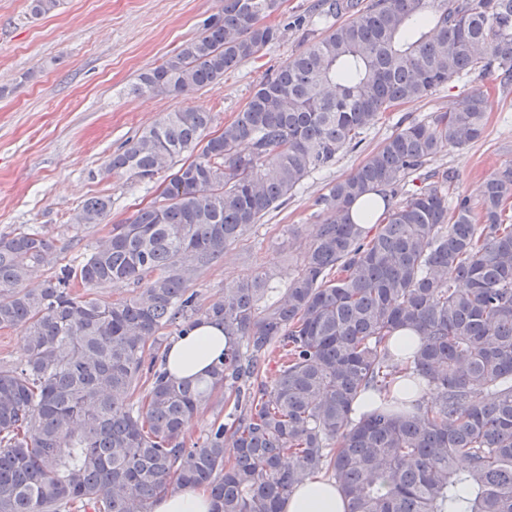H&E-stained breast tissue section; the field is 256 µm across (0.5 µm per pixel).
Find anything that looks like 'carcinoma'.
<instances>
[{
  "instance_id": "carcinoma-1",
  "label": "carcinoma",
  "mask_w": 512,
  "mask_h": 512,
  "mask_svg": "<svg viewBox=\"0 0 512 512\" xmlns=\"http://www.w3.org/2000/svg\"><path fill=\"white\" fill-rule=\"evenodd\" d=\"M282 0H224L201 33L138 77L136 95L185 96L224 80L282 32ZM323 31L260 81L216 135L210 113L167 112L112 153L106 169L143 183L171 171L163 201L112 225L75 268L38 290L54 263L35 231L0 236V330L26 357L0 365V512H150L153 499L204 486L214 512H280L315 471L339 484L346 512H512V169L480 197L429 183L372 222L373 192L479 140L491 98L475 89L389 137L317 201L303 266L276 297L271 276L224 287L207 304L189 284L306 176L361 144L363 130L454 78L493 70L512 84V0H318ZM94 197L77 224H99ZM127 281L112 304L72 287ZM199 321L232 342L196 382L172 380L157 333ZM411 329L410 356L392 351ZM275 364L272 383L264 380ZM423 392L390 396L396 375ZM150 385L133 397L144 374ZM217 388L224 422L186 446Z\"/></svg>"
}]
</instances>
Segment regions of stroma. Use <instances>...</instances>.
I'll return each mask as SVG.
<instances>
[{
	"label": "stroma",
	"mask_w": 512,
	"mask_h": 512,
	"mask_svg": "<svg viewBox=\"0 0 512 512\" xmlns=\"http://www.w3.org/2000/svg\"><path fill=\"white\" fill-rule=\"evenodd\" d=\"M314 3L283 0L269 19L281 29L280 40L226 72L223 82L185 97H139L131 91L139 75L197 36L202 20L221 10L224 0H59L40 17L32 14L31 0H0V235L18 228L40 231L56 256L29 287L77 265L113 225L158 199L164 175L145 184L103 173L114 151L163 113L187 107L211 112L213 130L222 131L245 108L256 84L317 35ZM474 88L488 90L493 102L482 138L448 149L432 165L455 172L458 192L478 198L488 176L512 168V85L500 86L490 74L451 80L385 113L364 131L357 149L306 177L293 198L203 269L190 290L206 303L224 286L265 271L272 273L273 287H286L317 230L318 198L354 173L399 126L427 120ZM93 197L111 200L103 222L74 223Z\"/></svg>",
	"instance_id": "1"
}]
</instances>
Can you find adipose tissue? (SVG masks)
I'll list each match as a JSON object with an SVG mask.
<instances>
[{
  "label": "adipose tissue",
  "mask_w": 512,
  "mask_h": 512,
  "mask_svg": "<svg viewBox=\"0 0 512 512\" xmlns=\"http://www.w3.org/2000/svg\"><path fill=\"white\" fill-rule=\"evenodd\" d=\"M228 344L222 328L209 323L195 326L171 344L166 368L177 381L207 377L213 361ZM212 509V498L205 487L186 485L155 499L151 512H212ZM282 512H346V498L332 477L316 472L296 488Z\"/></svg>",
  "instance_id": "adipose-tissue-1"
}]
</instances>
